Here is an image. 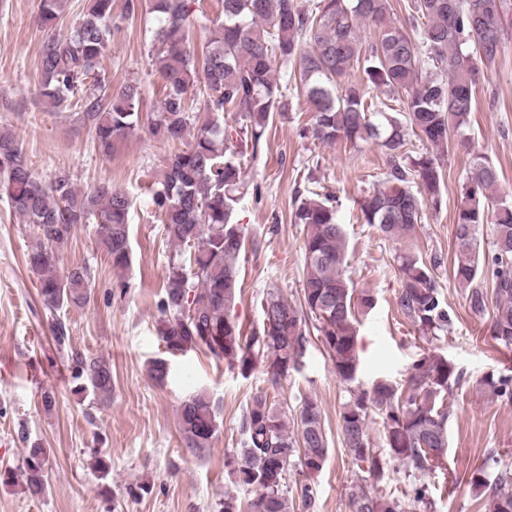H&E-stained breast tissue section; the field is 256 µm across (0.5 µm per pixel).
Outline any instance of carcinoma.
I'll list each match as a JSON object with an SVG mask.
<instances>
[{
  "label": "carcinoma",
  "instance_id": "1",
  "mask_svg": "<svg viewBox=\"0 0 512 512\" xmlns=\"http://www.w3.org/2000/svg\"><path fill=\"white\" fill-rule=\"evenodd\" d=\"M193 3L124 0L123 5L127 18L147 11L158 20L153 65L165 94L150 123L152 133L176 142L193 132L186 148L167 159L152 195L175 247L158 302V339L173 356L199 350L243 376L262 364L275 387L298 369L311 324L336 375L350 384L359 364V316L373 310L376 300L371 292L356 290L345 275L347 236L331 198H305L295 212L305 231L303 307L271 293L261 303L259 325L246 330L235 316L241 292L236 264L245 239L233 222L243 186L235 156L248 150L257 155L274 113L288 110V84L282 82L288 72L311 112L304 136L323 144L372 143L387 153L390 167L381 186L361 203L365 223L391 240L414 234L427 212L441 209L442 157L451 136L468 124L483 68L495 61L512 24V0H413L403 20L394 17L391 0H316L309 8L299 0H222L218 37L200 54L189 41ZM65 4L41 0V23L52 26ZM112 6L113 0H90L69 34L47 35L39 56L41 98L52 108L79 106L104 154L142 118L139 85L130 82L114 92L98 71L112 42ZM355 69L365 81L346 80ZM201 79L204 109L192 115L187 96ZM372 91L403 102L404 120L389 115L390 105L375 101ZM226 112L241 114L245 124L229 132ZM412 133L427 151H406ZM236 137L238 152L232 150ZM471 155L454 222L455 279L470 310L491 317L492 340L511 346L512 200L498 193L499 174L487 156L475 150ZM0 197L33 229L27 265L51 318V337L62 350L71 336L61 311L90 303L92 273L86 265L60 271L61 251L78 225L92 224L112 268L126 269L132 200L110 183L82 191L62 171L43 181L7 130L0 131ZM487 222L493 226V247L486 255L478 232ZM398 271V310L426 339L448 330L451 317L433 265L404 254ZM488 272L491 287L485 288ZM68 364L79 392L102 402L110 398L112 370L106 360L72 350ZM169 371L165 358L149 362L148 373L159 385ZM462 380L446 356L429 351L412 365L404 384L379 380L369 391H350L339 423L363 481L352 495V512H404L405 496L432 508L426 478L442 469L448 455V420ZM478 386L495 400L512 401V373L489 374ZM373 414L382 419V448L371 447ZM178 424L187 448H210L219 430L211 397L197 392L182 401ZM240 434L239 454L225 467L230 483L255 489V497L244 511L237 495L226 490L219 512H291V497L299 501L300 512H312L318 497L315 475L329 453L318 401L301 398L290 417L260 390L247 405ZM47 462L40 444L25 449L21 475L33 495L44 490ZM395 462L408 479L403 497L390 487ZM295 464L304 481L290 492L286 474ZM466 485L485 512H512L511 471L492 475L482 466Z\"/></svg>",
  "mask_w": 512,
  "mask_h": 512
}]
</instances>
